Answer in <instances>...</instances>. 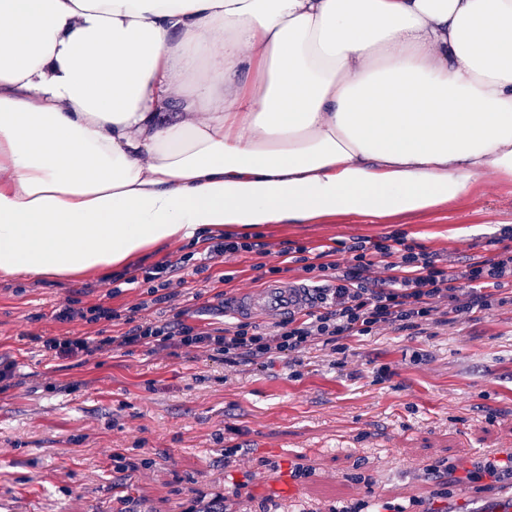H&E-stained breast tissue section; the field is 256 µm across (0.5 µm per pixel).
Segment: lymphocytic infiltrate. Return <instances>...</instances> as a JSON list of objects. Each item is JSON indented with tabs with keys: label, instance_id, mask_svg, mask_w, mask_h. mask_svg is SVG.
I'll list each match as a JSON object with an SVG mask.
<instances>
[{
	"label": "lymphocytic infiltrate",
	"instance_id": "f902f5d3",
	"mask_svg": "<svg viewBox=\"0 0 512 512\" xmlns=\"http://www.w3.org/2000/svg\"><path fill=\"white\" fill-rule=\"evenodd\" d=\"M495 243L494 256L470 259L458 274L449 271L439 255L398 235L376 242L356 240L344 246L343 260L330 263L312 261L308 247L294 244L285 250L289 263L323 284L317 307L302 318L288 317L267 330L247 323L201 330L176 316L146 319L120 336H53L43 338L42 346L57 357L110 354L132 346L150 352L195 348L236 363L298 353L316 340L333 344L348 336H367L382 326L398 332L415 331L428 320L436 300L445 303L451 321L504 305L499 292L512 286L511 225L501 230ZM266 252L261 236L223 233L214 237L205 262L197 269L205 271L209 261L227 255ZM380 258L390 260L394 274L379 286L370 282L367 272ZM427 474L434 485L427 502L358 500L337 503L330 512H448L447 466H429Z\"/></svg>",
	"mask_w": 512,
	"mask_h": 512
}]
</instances>
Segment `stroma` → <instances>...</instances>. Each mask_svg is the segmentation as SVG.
Returning <instances> with one entry per match:
<instances>
[{
  "mask_svg": "<svg viewBox=\"0 0 512 512\" xmlns=\"http://www.w3.org/2000/svg\"><path fill=\"white\" fill-rule=\"evenodd\" d=\"M507 225L512 181L482 178L458 202L394 220L342 213L255 227L269 253L220 258L201 273L185 266L164 303L144 305L132 285L113 292L108 274L0 278V357L20 366L15 387L0 393V512H120L127 498L135 512H186L192 497L218 494L226 512H327L374 498L371 475L396 497L428 498L424 465L512 446L510 303L470 321L437 311L413 336L382 327L343 339L338 352L318 342L264 364L193 348L63 359L43 355L36 339L117 336L136 306L148 319L223 327L237 320L232 301L259 287L256 265L302 283L282 253L291 242L317 255L402 234L458 273L491 256ZM69 301L119 318L57 321ZM233 444L237 456L225 459ZM299 466L310 475L294 490L288 476Z\"/></svg>",
  "mask_w": 512,
  "mask_h": 512,
  "instance_id": "1",
  "label": "stroma"
}]
</instances>
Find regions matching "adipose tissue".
I'll return each mask as SVG.
<instances>
[{
  "instance_id": "adipose-tissue-1",
  "label": "adipose tissue",
  "mask_w": 512,
  "mask_h": 512,
  "mask_svg": "<svg viewBox=\"0 0 512 512\" xmlns=\"http://www.w3.org/2000/svg\"><path fill=\"white\" fill-rule=\"evenodd\" d=\"M0 277L512 179V0H0Z\"/></svg>"
}]
</instances>
